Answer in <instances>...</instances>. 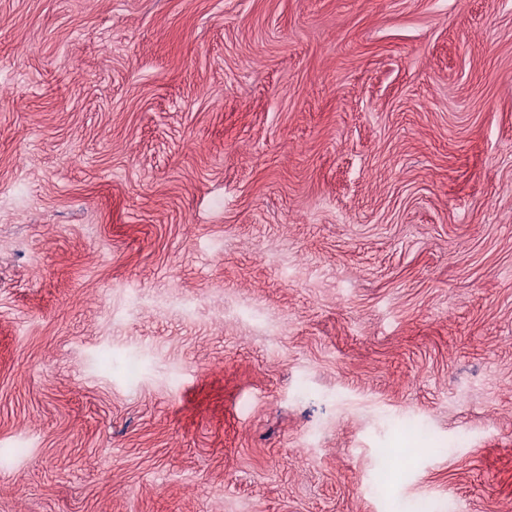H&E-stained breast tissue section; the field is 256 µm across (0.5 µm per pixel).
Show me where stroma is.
I'll list each match as a JSON object with an SVG mask.
<instances>
[{"instance_id": "35a3bbf8", "label": "stroma", "mask_w": 512, "mask_h": 512, "mask_svg": "<svg viewBox=\"0 0 512 512\" xmlns=\"http://www.w3.org/2000/svg\"><path fill=\"white\" fill-rule=\"evenodd\" d=\"M421 503L512 512V0H0V512Z\"/></svg>"}]
</instances>
